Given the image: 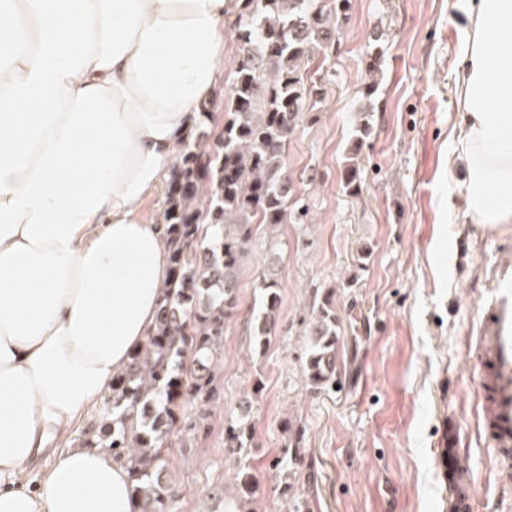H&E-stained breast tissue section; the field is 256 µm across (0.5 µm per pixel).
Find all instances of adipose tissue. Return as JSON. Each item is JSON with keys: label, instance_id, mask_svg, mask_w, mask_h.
<instances>
[{"label": "adipose tissue", "instance_id": "1", "mask_svg": "<svg viewBox=\"0 0 512 512\" xmlns=\"http://www.w3.org/2000/svg\"><path fill=\"white\" fill-rule=\"evenodd\" d=\"M232 8L0 0V512H136L109 452L58 439L154 324L169 264L144 205L214 102ZM462 11L458 190L467 218L508 224L512 0Z\"/></svg>", "mask_w": 512, "mask_h": 512}]
</instances>
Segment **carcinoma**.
I'll return each instance as SVG.
<instances>
[{
  "label": "carcinoma",
  "mask_w": 512,
  "mask_h": 512,
  "mask_svg": "<svg viewBox=\"0 0 512 512\" xmlns=\"http://www.w3.org/2000/svg\"><path fill=\"white\" fill-rule=\"evenodd\" d=\"M350 0H235V78L224 96V127L213 142L192 131L177 158L174 185L160 215L169 277L153 328L112 378L103 409L83 431L81 445L103 448L126 469L137 512H173L170 450L200 427L220 397L218 365L224 335L237 317L242 272L264 227L267 264L257 280L260 306L247 322L252 352L276 339L281 285L274 272L283 224H304L309 209L293 196L286 145L322 103V85L305 77L312 56L335 46L333 17ZM346 192L360 193L355 163L342 172ZM302 366L316 392L336 377L340 326L335 291L313 303ZM282 463L301 465V429ZM256 447L245 416L224 423V448L236 462V500L224 512H252L258 483L248 459Z\"/></svg>",
  "instance_id": "obj_1"
}]
</instances>
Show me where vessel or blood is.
Returning <instances> with one entry per match:
<instances>
[{
    "label": "vessel or blood",
    "mask_w": 512,
    "mask_h": 512,
    "mask_svg": "<svg viewBox=\"0 0 512 512\" xmlns=\"http://www.w3.org/2000/svg\"><path fill=\"white\" fill-rule=\"evenodd\" d=\"M466 351L476 373L479 416L496 453L500 484H512V255L498 268L497 285L482 305Z\"/></svg>",
    "instance_id": "b4317fda"
}]
</instances>
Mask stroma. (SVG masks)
I'll return each instance as SVG.
<instances>
[{
	"mask_svg": "<svg viewBox=\"0 0 512 512\" xmlns=\"http://www.w3.org/2000/svg\"><path fill=\"white\" fill-rule=\"evenodd\" d=\"M452 2L352 0L334 23V49L311 59L308 75L323 84L326 104L286 146L309 221L281 229L277 338L258 357L244 330L266 260L259 242L224 338L222 397L205 432L171 457L173 512H222V498L234 497L224 422L247 397L254 512H287V484L310 512H455L437 463L450 438L468 463L474 512H512V488L499 484L479 430L465 349L497 265L512 254V224L467 219L457 190L464 171L451 162L449 134L461 117L453 68L467 19ZM377 48L380 84L367 98L366 56ZM365 106L372 132L357 158L361 192L352 197L341 172ZM331 290L342 329L336 384L314 392L301 371L303 318L314 297ZM258 377L265 389L256 396ZM286 418L304 432L305 462L292 473L275 465Z\"/></svg>",
	"mask_w": 512,
	"mask_h": 512,
	"instance_id": "1",
	"label": "stroma"
}]
</instances>
